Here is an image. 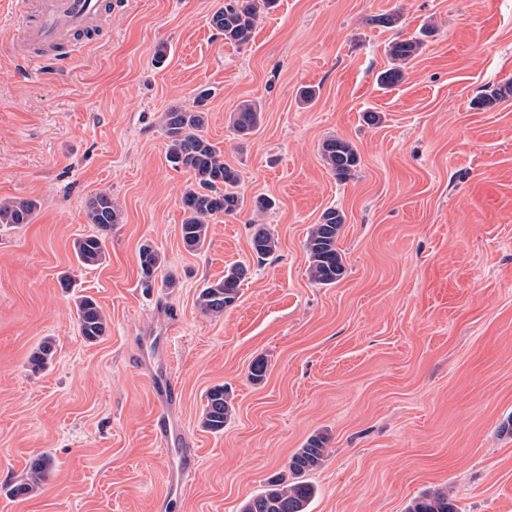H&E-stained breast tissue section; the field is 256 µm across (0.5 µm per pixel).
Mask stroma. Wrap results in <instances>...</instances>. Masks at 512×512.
Returning <instances> with one entry per match:
<instances>
[{
	"label": "stroma",
	"mask_w": 512,
	"mask_h": 512,
	"mask_svg": "<svg viewBox=\"0 0 512 512\" xmlns=\"http://www.w3.org/2000/svg\"><path fill=\"white\" fill-rule=\"evenodd\" d=\"M219 3L111 0L89 45L62 66L44 52L30 76L21 23L0 0V199L40 203L32 223L0 227V512H240L317 432L331 442L306 476L308 512H404L444 487L458 512H512V96L473 103L512 83V0H279L243 46L211 27ZM393 11L398 26L373 23ZM427 24L404 80L380 88L386 45ZM304 85L319 90L308 104ZM203 90L205 134L239 171L244 205L210 220L190 252L192 176L167 162L162 116ZM246 100L263 121L240 140L229 118ZM332 135L361 156L346 183L320 156ZM104 191L122 221L105 263L85 269L73 243L93 232L87 206ZM260 195L274 207L255 212ZM329 207L347 217V273L322 286L305 241ZM256 224L278 242L262 260ZM146 240L177 288L142 287ZM234 264L249 270L237 304L199 313L200 288ZM80 295L107 318L93 343L78 331ZM154 336L170 340L181 396L168 414L198 456L190 471L153 434ZM46 338L53 357L32 370ZM218 384L233 411L214 434L200 416ZM39 455L46 483L13 495ZM173 471L183 491L170 499Z\"/></svg>",
	"instance_id": "1"
}]
</instances>
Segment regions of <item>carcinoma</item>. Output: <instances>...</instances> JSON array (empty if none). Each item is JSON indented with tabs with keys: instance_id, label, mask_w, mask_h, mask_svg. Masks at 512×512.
<instances>
[{
	"instance_id": "cac0c4a2",
	"label": "carcinoma",
	"mask_w": 512,
	"mask_h": 512,
	"mask_svg": "<svg viewBox=\"0 0 512 512\" xmlns=\"http://www.w3.org/2000/svg\"><path fill=\"white\" fill-rule=\"evenodd\" d=\"M277 0H224L212 16L211 25L224 41L243 46L256 29L260 15L275 7ZM418 38L396 39L389 43L387 53L394 66L382 71L377 82L384 88L398 85L404 78L402 64L415 57L421 48ZM261 106L252 101L241 102L230 115L233 130L240 137L250 135L261 123ZM208 113L182 107H171L164 112L163 131L167 140L166 158L175 168H183L192 174L193 182L181 195L186 218L181 224L180 235L189 251L200 250L206 241L208 219L238 214L244 198L238 190L240 174L224 161V153L204 135ZM320 156L338 182L350 180L361 163L356 146L349 140L330 136L319 147ZM39 202L27 200H1L0 226L19 228L32 222ZM89 223L101 231L112 229L121 221V212L112 201V195L99 193L94 196L87 211ZM346 217L337 208L325 210L319 223L313 225L306 239L310 279L319 285L331 286L340 282L345 274L342 253L337 241ZM250 246L259 259L273 254L277 241L262 224L254 225ZM74 252L79 265L94 268L105 260L104 239L89 234L74 242ZM164 258L156 247L145 242L139 249V266L142 285L152 288ZM247 269L236 265L224 271V276L207 281L196 298L198 310L207 316L221 317L224 310L241 297V286ZM76 321L80 334L86 341H97L107 331V320L96 300L91 296L76 299ZM53 354L52 342L43 341L30 357L36 367H43ZM232 403L224 386L212 387L206 394L201 415V427L211 433L224 431L231 417ZM331 442L328 434H312L302 447L295 450L287 462L288 474L272 478L267 488L250 497L242 512H308L307 507L315 489L304 476L321 466L325 450ZM50 460L39 456L30 464L23 483L14 488L16 494L34 493L48 479ZM405 512H457L448 490L437 488L414 498Z\"/></svg>"
}]
</instances>
